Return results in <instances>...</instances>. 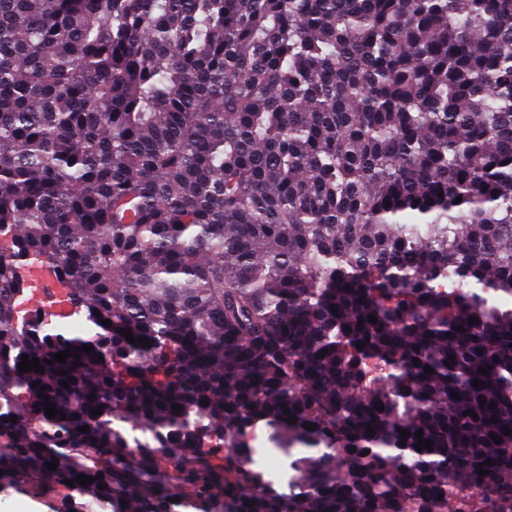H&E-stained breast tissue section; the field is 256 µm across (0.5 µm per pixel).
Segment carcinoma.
Instances as JSON below:
<instances>
[{"instance_id": "cac0c4a2", "label": "carcinoma", "mask_w": 512, "mask_h": 512, "mask_svg": "<svg viewBox=\"0 0 512 512\" xmlns=\"http://www.w3.org/2000/svg\"><path fill=\"white\" fill-rule=\"evenodd\" d=\"M1 241L0 489L512 512V0H0ZM25 284L32 287L30 304L43 308L57 320H67L74 316L73 306L67 288L56 279L52 268L45 263H35L21 270ZM252 437L253 441L252 444L255 448H258L259 455L268 456L273 459L275 467L272 470L274 474L278 477L283 478V483L287 480V478L293 473L289 469V460L286 459L283 455L277 452H270L268 453L266 451V447H268L266 443V430L263 425H258L253 431H252Z\"/></svg>"}]
</instances>
